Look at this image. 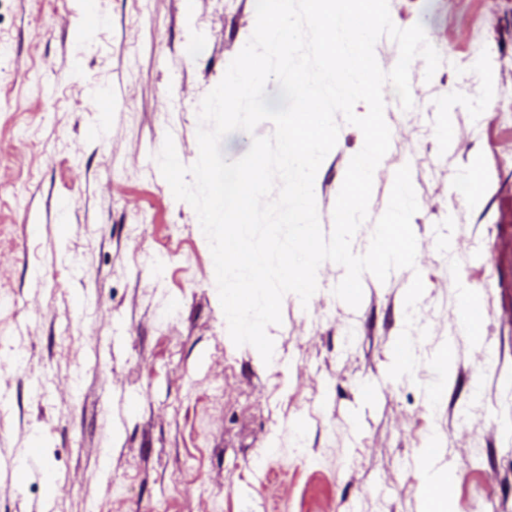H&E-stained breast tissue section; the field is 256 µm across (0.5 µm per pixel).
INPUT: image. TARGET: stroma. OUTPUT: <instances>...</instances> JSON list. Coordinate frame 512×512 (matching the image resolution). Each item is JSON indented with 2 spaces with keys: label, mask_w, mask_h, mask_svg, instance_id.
<instances>
[{
  "label": "stroma",
  "mask_w": 512,
  "mask_h": 512,
  "mask_svg": "<svg viewBox=\"0 0 512 512\" xmlns=\"http://www.w3.org/2000/svg\"><path fill=\"white\" fill-rule=\"evenodd\" d=\"M389 11L442 63L428 80L412 62L411 110L385 92L391 146L352 248L407 164L416 267L364 274L354 309L323 263L309 303L284 296L267 364L232 342L209 243L156 160L169 136L196 162L255 0H0V460L23 469L0 474V512H423L431 448L453 512H512V0ZM363 142L341 124L316 174L324 235ZM417 273L419 364L392 380Z\"/></svg>",
  "instance_id": "obj_1"
}]
</instances>
